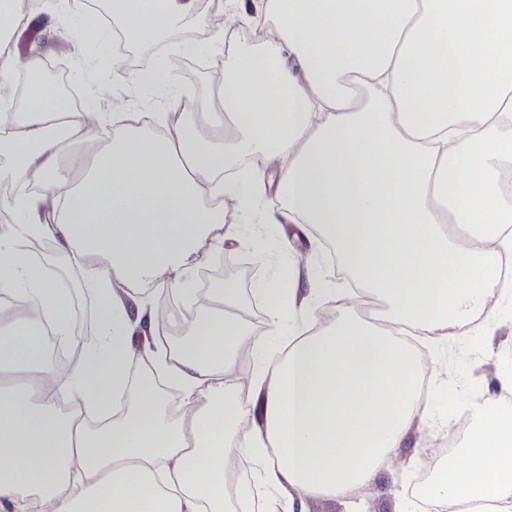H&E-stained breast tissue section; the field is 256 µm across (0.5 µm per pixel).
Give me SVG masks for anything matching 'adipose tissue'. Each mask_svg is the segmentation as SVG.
<instances>
[{
    "label": "adipose tissue",
    "mask_w": 512,
    "mask_h": 512,
    "mask_svg": "<svg viewBox=\"0 0 512 512\" xmlns=\"http://www.w3.org/2000/svg\"><path fill=\"white\" fill-rule=\"evenodd\" d=\"M134 42L152 45L203 23L201 0H108ZM246 22L277 35L235 52L224 85L202 109L224 116L209 133L167 113L142 119L93 161L70 148L95 136L41 79L42 50L61 41L46 20L26 68L35 91L23 112L0 100L1 174L38 178L43 190L8 203L0 225V365L23 374L0 383V512H306L308 501H350L389 474L415 424L448 418L414 392L421 359L402 329L448 344L493 335L496 311L473 323L486 296L512 305V280L495 257L512 255V0H226ZM278 213L262 208L267 168ZM287 225L313 246L334 242L385 324L357 304L319 311L335 297L325 263L300 270L262 231L244 237L215 199ZM82 271L94 297L93 336L73 339V301L34 264L29 239ZM241 243L274 268L260 293L266 319L252 329L239 291L225 287L189 346L157 338L155 298L189 293L206 251ZM77 346L79 365L54 373L38 336ZM256 363L253 398L238 390L242 349ZM181 394L179 411L150 375ZM512 372L496 392H461L475 429L466 466L449 461L428 499H495L512 512ZM70 404L63 413L62 404ZM248 479L225 488L229 461Z\"/></svg>",
    "instance_id": "1"
}]
</instances>
